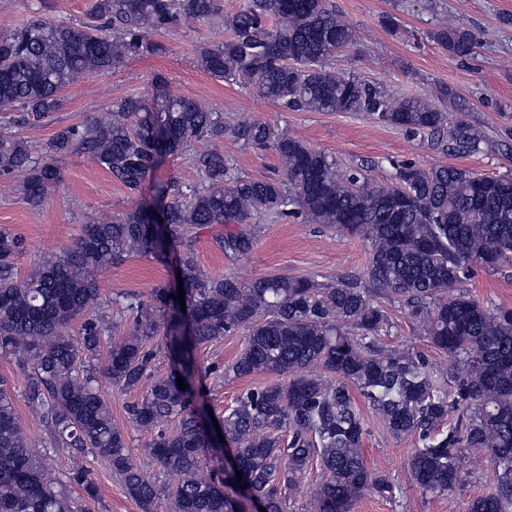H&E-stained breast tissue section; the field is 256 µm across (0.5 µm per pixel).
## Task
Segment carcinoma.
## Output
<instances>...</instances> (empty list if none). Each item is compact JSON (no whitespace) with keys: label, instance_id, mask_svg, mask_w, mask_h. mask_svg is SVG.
<instances>
[{"label":"carcinoma","instance_id":"1","mask_svg":"<svg viewBox=\"0 0 512 512\" xmlns=\"http://www.w3.org/2000/svg\"><path fill=\"white\" fill-rule=\"evenodd\" d=\"M219 10V0H98L94 25L34 16L0 36V110L19 113L21 121L56 112L66 86L157 51L148 30L207 19ZM224 27V42L199 53L201 68L215 78L253 88L287 109L368 112L409 133L430 132L437 149L480 150L479 128L451 120L430 99L391 96L329 69L327 60L353 42L352 28L329 0H245L224 17ZM432 39L459 58L478 43L464 27L441 26ZM226 135L272 149L285 179L239 176L224 153H200L195 164L204 184L190 202L167 203L163 222L139 204L85 224L75 245L43 259L22 282L16 271L24 242L0 233V355L13 357L26 373L27 405L42 415L58 446L107 460L142 512H152L163 493L173 512H240L224 492L240 481L265 512H285L283 488L293 487L315 461L324 478L311 496L312 512H352L361 495L392 492L389 477L364 462V419L355 389L391 433L416 434L424 442L408 461L419 490L455 492L466 480L464 453L480 448L497 480L469 502L467 512H512V309L486 306L459 289L477 266H512L511 178L402 162L394 182L376 186L360 168L339 176L327 153L266 122L229 128L223 113L181 95L166 96L160 108L142 97L124 98L112 105L111 117L56 132L40 158L21 139L0 140V175L27 172L21 193L38 207L60 182L49 156L77 150L135 194L158 154ZM257 216L302 218L363 237L371 245L364 277L319 283L272 275L242 282L207 274L193 251L197 230L223 226L213 243L235 260L253 250L257 230L249 223ZM177 244L183 247L179 272L196 345L242 331L245 345L233 375L282 373L288 383L246 391L220 419L237 469L224 472L218 483L201 476L208 438L187 410L177 376L154 379L128 414L136 427L155 432L146 453L156 467L179 477L170 488L133 460L95 377L78 360L97 359L116 327L90 315L102 302L94 273L135 253L162 263ZM383 299L399 303L430 344L453 357V399L422 352L380 345L389 326ZM122 302L132 315L131 329L109 343L107 372L131 390L152 375L154 354L146 342L159 335L157 312L173 301L159 284L149 301L126 294ZM175 417L178 426L170 431ZM0 512H71L2 396Z\"/></svg>","mask_w":512,"mask_h":512}]
</instances>
